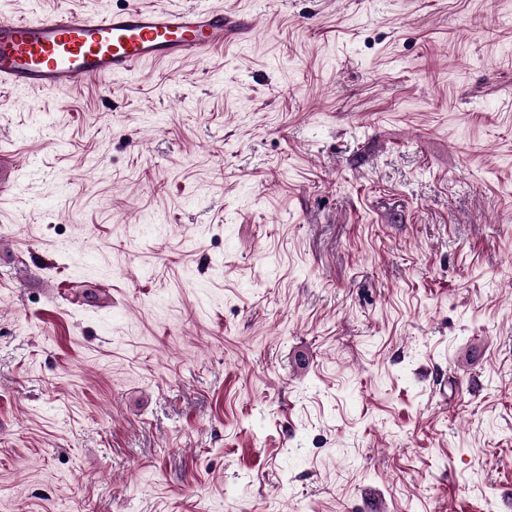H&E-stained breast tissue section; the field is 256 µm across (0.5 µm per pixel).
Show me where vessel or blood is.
I'll use <instances>...</instances> for the list:
<instances>
[{"mask_svg":"<svg viewBox=\"0 0 512 512\" xmlns=\"http://www.w3.org/2000/svg\"><path fill=\"white\" fill-rule=\"evenodd\" d=\"M223 11L152 0L106 12L68 9L0 20V90L61 94L223 48L236 35Z\"/></svg>","mask_w":512,"mask_h":512,"instance_id":"b4317fda","label":"vessel or blood"}]
</instances>
